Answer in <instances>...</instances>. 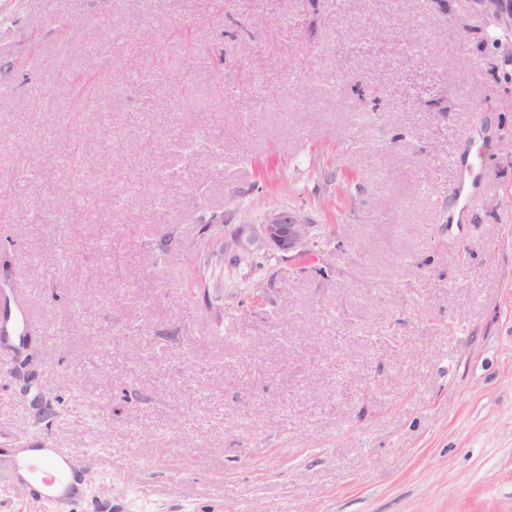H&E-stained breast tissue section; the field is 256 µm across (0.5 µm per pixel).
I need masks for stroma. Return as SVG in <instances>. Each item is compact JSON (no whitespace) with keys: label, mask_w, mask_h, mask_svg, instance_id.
Wrapping results in <instances>:
<instances>
[{"label":"stroma","mask_w":512,"mask_h":512,"mask_svg":"<svg viewBox=\"0 0 512 512\" xmlns=\"http://www.w3.org/2000/svg\"><path fill=\"white\" fill-rule=\"evenodd\" d=\"M1 60L0 512H512V0H0ZM218 113L222 161L175 147ZM62 125L52 235L13 167ZM282 207L340 225L323 269L222 253ZM14 448L83 491L27 490Z\"/></svg>","instance_id":"stroma-1"}]
</instances>
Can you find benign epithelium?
Here are the masks:
<instances>
[{
  "instance_id": "benign-epithelium-1",
  "label": "benign epithelium",
  "mask_w": 512,
  "mask_h": 512,
  "mask_svg": "<svg viewBox=\"0 0 512 512\" xmlns=\"http://www.w3.org/2000/svg\"><path fill=\"white\" fill-rule=\"evenodd\" d=\"M339 238L333 224H311L292 210L275 211L259 224H242L231 238L233 258L239 262L257 249H268L281 261L322 260L317 252L320 239Z\"/></svg>"
}]
</instances>
